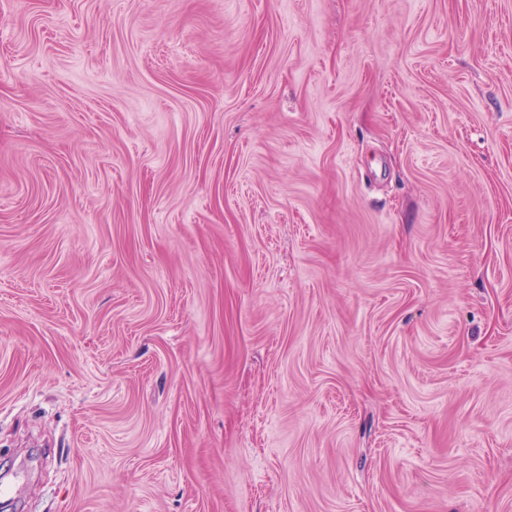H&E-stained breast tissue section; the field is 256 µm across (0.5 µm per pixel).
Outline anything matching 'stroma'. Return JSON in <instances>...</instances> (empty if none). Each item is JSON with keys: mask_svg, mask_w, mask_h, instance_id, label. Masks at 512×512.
Instances as JSON below:
<instances>
[{"mask_svg": "<svg viewBox=\"0 0 512 512\" xmlns=\"http://www.w3.org/2000/svg\"><path fill=\"white\" fill-rule=\"evenodd\" d=\"M5 512H512V0H0Z\"/></svg>", "mask_w": 512, "mask_h": 512, "instance_id": "35a3bbf8", "label": "stroma"}]
</instances>
